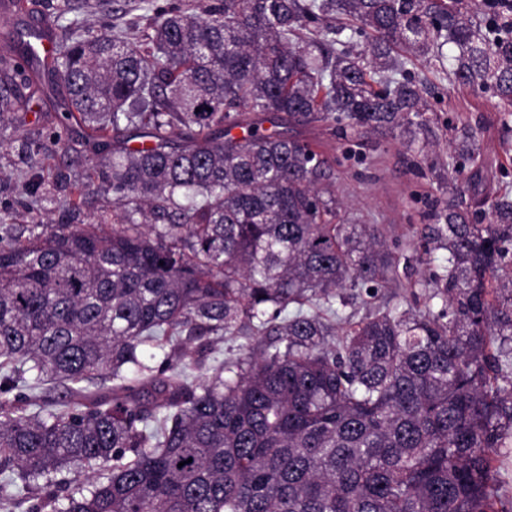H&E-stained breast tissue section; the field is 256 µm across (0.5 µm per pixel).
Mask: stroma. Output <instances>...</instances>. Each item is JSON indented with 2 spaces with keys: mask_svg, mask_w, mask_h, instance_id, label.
<instances>
[{
  "mask_svg": "<svg viewBox=\"0 0 512 512\" xmlns=\"http://www.w3.org/2000/svg\"><path fill=\"white\" fill-rule=\"evenodd\" d=\"M36 16L59 27L61 20H78L90 27L107 26L128 41L139 42L143 29L171 0H33ZM414 71L430 85H438L441 101L437 104L438 122L433 140L403 134L386 137L379 134L358 135L341 140L329 134L324 124L304 127L302 133L321 150L344 155L355 149L358 159L345 162L338 169L337 186L348 202L350 212L365 223L376 224L386 233L391 249L408 262L400 283L386 284L373 296H361L353 304L358 314L390 304L402 307L423 306L424 289H411V282L425 279L430 271L429 255L422 250L431 203L441 199L463 208H474L476 197L494 198L512 194V124L504 125V113L497 99L475 96L469 89L451 86L446 76L424 61L416 62ZM466 125L479 143V177L476 191L449 193L423 161L428 143H436L441 154L451 151L456 127ZM59 130L55 93L48 90L36 96L30 111L0 114V202L12 204L4 218L8 224H30L43 220L58 224L68 220L82 225L97 219H111L112 195L95 187L96 169L104 158L92 157L82 139V131L72 128L68 144L56 141ZM38 143L41 152L36 162H29L26 147ZM65 170L72 183L85 186L86 192L78 216L69 217L63 193L57 192L52 178ZM43 178L49 200L43 209L31 212L20 207L24 198L23 178L30 172Z\"/></svg>",
  "mask_w": 512,
  "mask_h": 512,
  "instance_id": "35a3bbf8",
  "label": "stroma"
}]
</instances>
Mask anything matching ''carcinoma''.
<instances>
[{"instance_id": "carcinoma-1", "label": "carcinoma", "mask_w": 512, "mask_h": 512, "mask_svg": "<svg viewBox=\"0 0 512 512\" xmlns=\"http://www.w3.org/2000/svg\"><path fill=\"white\" fill-rule=\"evenodd\" d=\"M62 30L28 65L59 90L60 124L110 157L112 233L0 237V504L512 512L495 479L512 436V196L486 224L436 206L427 243L447 256L409 284L427 302L356 320L345 308L399 279V260L345 209L338 158L291 130L429 131L413 66L444 67L449 44L450 83L512 106V0H198L157 13L137 45ZM1 81L0 113L30 102L6 51ZM459 139L429 160L455 190L479 156ZM55 180L80 210L85 187ZM216 337L243 340L241 356L217 361ZM93 464L108 473L81 481Z\"/></svg>"}]
</instances>
